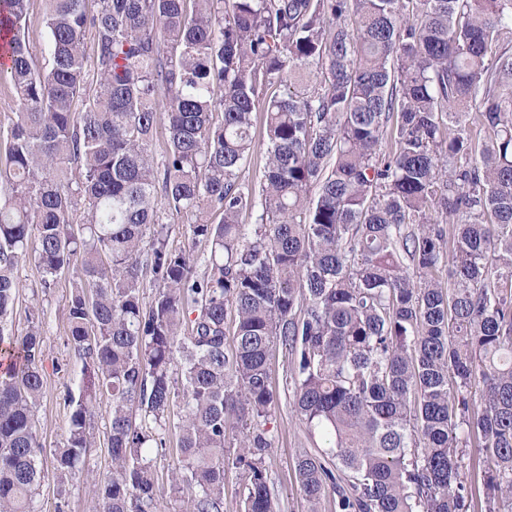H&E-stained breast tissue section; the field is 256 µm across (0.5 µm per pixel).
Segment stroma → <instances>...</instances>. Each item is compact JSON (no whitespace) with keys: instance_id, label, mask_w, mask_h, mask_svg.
Wrapping results in <instances>:
<instances>
[{"instance_id":"stroma-1","label":"stroma","mask_w":512,"mask_h":512,"mask_svg":"<svg viewBox=\"0 0 512 512\" xmlns=\"http://www.w3.org/2000/svg\"><path fill=\"white\" fill-rule=\"evenodd\" d=\"M21 290L16 302L9 330L24 332L28 326L29 311H38L42 321L45 361V394L35 410L39 438L44 447L43 465L52 468L56 448L65 442L70 409L63 395L66 388L75 386L82 368L68 344V304L74 273L59 276L52 288L41 285L42 273L34 257H27L16 271ZM289 355L284 347L275 351L272 386L275 391V408L269 424L273 446L265 455L268 480L273 488L279 512H307V502L295 475V462L304 453L321 455L322 440L311 435L292 408V393L288 388ZM108 398H101L95 415L89 422L93 441L84 457L83 472L62 485L44 487L33 506L36 512H54L56 503H63L64 512H89L94 498V479L112 467L107 453ZM167 445L152 450L150 457L159 478V512H184L187 492L175 493L170 488L171 472L177 463V429L169 427Z\"/></svg>"}]
</instances>
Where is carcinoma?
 Listing matches in <instances>:
<instances>
[{"mask_svg":"<svg viewBox=\"0 0 512 512\" xmlns=\"http://www.w3.org/2000/svg\"><path fill=\"white\" fill-rule=\"evenodd\" d=\"M29 2L0 0L21 104L0 159V512H34L49 484L41 320L6 329L31 243L44 288L77 270L56 479L79 474L110 399L93 512H156L149 453L176 407L186 512H224L231 468L243 512H278V344L336 459L298 458L309 512L329 491L335 512H468L467 448L487 512H512V0H46L42 66ZM259 114L256 186L240 170ZM166 211L202 256L170 244ZM30 40L35 60L42 64L48 57V34L45 26V0H31L26 35ZM487 463L478 454L476 448H467L462 459V470L467 486L471 487L473 501L468 512H485L483 479ZM243 479L242 470L231 469L226 472L224 484V512H239Z\"/></svg>","mask_w":512,"mask_h":512,"instance_id":"obj_1","label":"carcinoma"}]
</instances>
